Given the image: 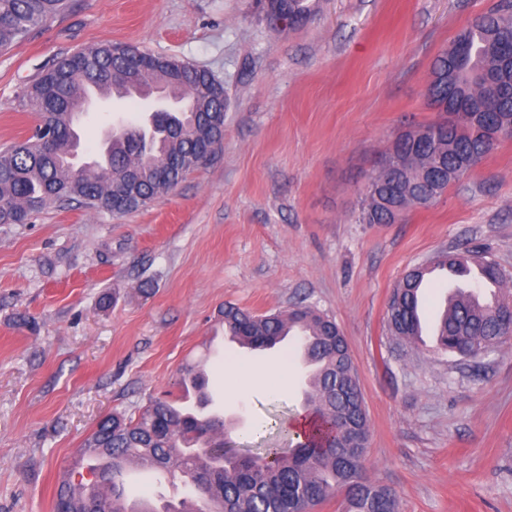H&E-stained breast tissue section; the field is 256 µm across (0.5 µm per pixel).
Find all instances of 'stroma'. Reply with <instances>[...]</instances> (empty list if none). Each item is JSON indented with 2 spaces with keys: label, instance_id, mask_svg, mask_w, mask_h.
I'll list each match as a JSON object with an SVG mask.
<instances>
[{
  "label": "stroma",
  "instance_id": "obj_1",
  "mask_svg": "<svg viewBox=\"0 0 512 512\" xmlns=\"http://www.w3.org/2000/svg\"><path fill=\"white\" fill-rule=\"evenodd\" d=\"M496 2L312 0V20L279 32L255 0H69L0 52V146L38 123L25 88L103 41L204 67L227 97L222 145L147 208L52 203L0 224V512H51L99 421L178 398L200 360L237 449L287 446L304 408L294 346L209 345L225 304L261 315L300 302L346 336L365 474L400 512H512V341L476 365L386 321L397 282L440 250L486 246L512 276V137L404 221H359L396 137L438 117L434 58ZM254 363L280 365L287 386L250 383Z\"/></svg>",
  "mask_w": 512,
  "mask_h": 512
}]
</instances>
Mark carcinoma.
<instances>
[{
	"instance_id": "obj_1",
	"label": "carcinoma",
	"mask_w": 512,
	"mask_h": 512,
	"mask_svg": "<svg viewBox=\"0 0 512 512\" xmlns=\"http://www.w3.org/2000/svg\"><path fill=\"white\" fill-rule=\"evenodd\" d=\"M64 9L65 0H0V49L20 43ZM311 13L309 0L288 4L291 23ZM511 49L512 0H500L437 56L427 98L441 118L424 125L430 130L426 136L409 133L394 141L372 177L362 223L392 224L411 208L429 205L500 138L512 136V69L504 57ZM92 84L132 106L163 88L178 109L166 114L149 139L140 144L114 139L104 164L76 169L68 157L81 145L76 125L91 101ZM25 98L39 125L25 141L0 151V224H26L47 204L66 201L117 217L135 212L168 194L190 171L189 162L224 135V91L206 72L164 57L137 59L108 41L58 59L27 88ZM469 262L480 267V282L496 291L484 306L457 302L436 345L475 363V353L488 342L512 339V328L502 325L512 293L502 288L506 271L482 249L450 252L434 265L463 270ZM428 271L408 270L387 303L388 329L408 341L420 336V285ZM222 316L225 333L252 349L298 334L317 362L314 393L305 400L312 428L296 431L297 442L286 451L242 454L225 438L223 420H203L166 397H154L135 416L114 413L98 423L83 449L109 463L88 467L89 481L65 473L54 512H311L339 492L345 512H399L391 490L361 482L366 449L339 447L346 426L366 436L368 424L349 346L336 321L303 303L264 315L226 305ZM191 382L200 403L207 404L210 396L195 365L185 367L181 378L185 386ZM133 462L180 475L186 492L161 511L147 499L128 500L124 477Z\"/></svg>"
}]
</instances>
